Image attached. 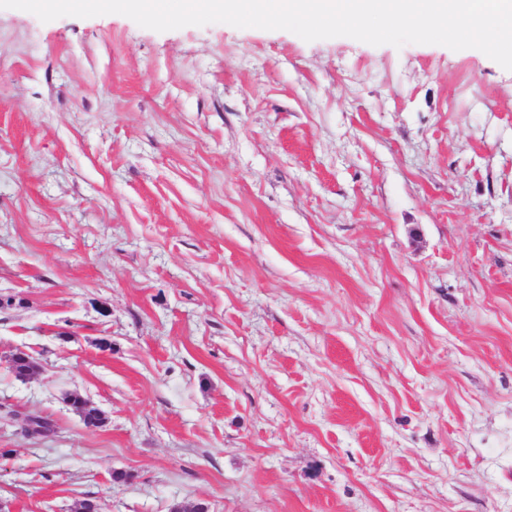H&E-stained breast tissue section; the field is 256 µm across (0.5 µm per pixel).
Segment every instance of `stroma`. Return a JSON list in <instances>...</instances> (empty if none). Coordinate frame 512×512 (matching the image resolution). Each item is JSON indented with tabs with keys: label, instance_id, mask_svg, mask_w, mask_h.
<instances>
[{
	"label": "stroma",
	"instance_id": "stroma-1",
	"mask_svg": "<svg viewBox=\"0 0 512 512\" xmlns=\"http://www.w3.org/2000/svg\"><path fill=\"white\" fill-rule=\"evenodd\" d=\"M89 497L512 512V71L0 9V500ZM67 401L71 410L81 418L85 426L99 427L103 423L104 419L98 410L89 408L87 402L78 395L70 393L67 396Z\"/></svg>",
	"mask_w": 512,
	"mask_h": 512
}]
</instances>
